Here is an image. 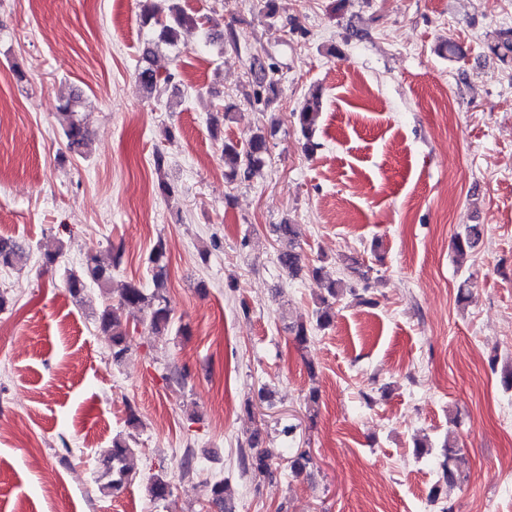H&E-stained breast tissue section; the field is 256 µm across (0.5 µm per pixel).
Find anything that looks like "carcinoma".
Returning <instances> with one entry per match:
<instances>
[{"label":"carcinoma","instance_id":"cac0c4a2","mask_svg":"<svg viewBox=\"0 0 512 512\" xmlns=\"http://www.w3.org/2000/svg\"><path fill=\"white\" fill-rule=\"evenodd\" d=\"M141 18L143 24L151 25L157 32L158 41L170 46L179 41L180 32L185 28L199 27L205 30L206 42L212 45L223 44L224 39L237 42V33L229 26L222 31L209 17L191 15L182 9L178 0H144L142 4ZM489 50L501 61H512V28L496 31L495 37L489 44ZM155 51L147 45L143 51V59L147 65L140 68L137 73V82L148 97L159 99L169 89L174 80V74L168 70L162 71L153 64ZM259 69L260 75L255 80L252 92L253 101L270 105L276 96L277 80L274 74L277 71L276 64L250 65V69ZM77 98L68 99L62 106L63 114L68 116V122L63 128V135L67 146L72 151H81L88 143L86 129L73 118ZM321 114V92L314 88L305 99L301 109L292 113L295 123L305 138V149L314 152L319 143L313 140L316 126ZM224 168L226 175L235 180L250 178L257 170L262 168L268 155V140L264 132L254 134L246 148L241 149L237 144L226 141L222 147ZM278 241L282 247L277 254V263L282 271L290 278L299 276L303 270H308L309 276L322 284L325 294L318 296L319 306L315 310L316 327L325 329L333 321L332 301L349 294L365 304L372 300L357 293L356 288L342 279H330L324 276L323 268H305L303 249L298 240L297 225L276 224L273 227ZM481 230L473 224L466 228L465 232L456 236L454 247L458 255L464 256L473 250L480 239ZM26 258V248L19 242L0 236V267H14ZM149 263L154 271V289L149 292L135 282H124L119 287H112V269L121 264V254H112V263L106 265L96 253L87 254L82 265L69 272L66 285L75 298L81 297L87 285L96 284L110 293L116 295L118 305L127 310L136 321H142L149 325L150 330L157 336H167L174 330L172 308L170 300L165 292L163 274L166 267V251L162 242H157L149 255ZM99 330L110 336L112 341V363L118 365L125 357L130 343L129 321L121 317L110 308L106 307L98 316ZM288 331L294 336L295 342L306 347L310 342V329L304 322H292L288 325ZM261 432L255 431L247 441L248 448L239 449V466L244 473L261 474L274 477L276 468L274 460L278 454L268 448L259 447ZM136 449L132 448L126 439L117 437L112 441V450L108 459L105 475L109 480L101 486L105 494H111L120 490L124 483L132 475L133 461ZM458 448L453 445L442 447L441 459L438 463L440 476L438 485L432 491L430 498L437 500L445 487H452L458 480L457 460ZM312 465L309 453L300 451L288 457L289 470L299 476L306 472ZM198 474L194 451L185 448L182 456V479L191 480ZM150 496L155 500H165L173 493V485L164 476L156 475L148 486ZM209 503L212 512H234L231 502L228 501L226 485L224 481H216L209 489Z\"/></svg>","mask_w":512,"mask_h":512}]
</instances>
